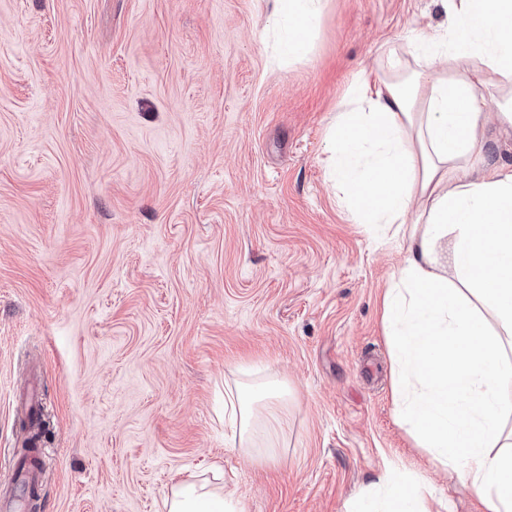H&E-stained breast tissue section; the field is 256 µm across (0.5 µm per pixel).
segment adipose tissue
<instances>
[{
	"instance_id": "1",
	"label": "adipose tissue",
	"mask_w": 512,
	"mask_h": 512,
	"mask_svg": "<svg viewBox=\"0 0 512 512\" xmlns=\"http://www.w3.org/2000/svg\"><path fill=\"white\" fill-rule=\"evenodd\" d=\"M281 46L304 56L322 0H277ZM446 25L383 46L382 77L357 78L328 134L335 187L361 224H400L406 244L382 320L394 349L393 399L435 465L469 485L483 512H512L502 420L512 384V169L485 163L490 84L512 86V0H442ZM452 249H444V240ZM501 333H493L491 322ZM288 387L230 390L224 410L250 452L282 424ZM367 512H427L417 483L387 464ZM162 512H242L208 481L174 484Z\"/></svg>"
}]
</instances>
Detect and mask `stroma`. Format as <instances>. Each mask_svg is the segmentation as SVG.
<instances>
[{"label": "stroma", "instance_id": "35a3bbf8", "mask_svg": "<svg viewBox=\"0 0 512 512\" xmlns=\"http://www.w3.org/2000/svg\"><path fill=\"white\" fill-rule=\"evenodd\" d=\"M274 0H0V497L161 512L224 470L245 512H348L385 461L430 512H478L392 400L381 298L400 238L354 223L327 131L435 0H324L275 63ZM284 381L271 447L238 453L236 383Z\"/></svg>", "mask_w": 512, "mask_h": 512}]
</instances>
